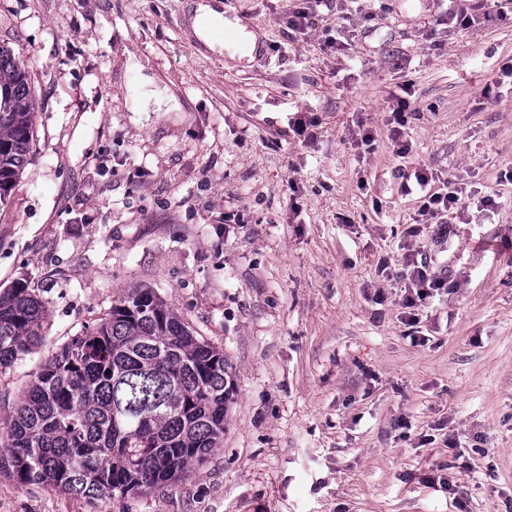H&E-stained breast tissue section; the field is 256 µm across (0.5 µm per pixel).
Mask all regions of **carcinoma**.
I'll return each mask as SVG.
<instances>
[{
  "instance_id": "carcinoma-1",
  "label": "carcinoma",
  "mask_w": 512,
  "mask_h": 512,
  "mask_svg": "<svg viewBox=\"0 0 512 512\" xmlns=\"http://www.w3.org/2000/svg\"><path fill=\"white\" fill-rule=\"evenodd\" d=\"M34 107L26 67L0 45V209L27 162ZM27 283L0 293V372L40 340ZM231 366L151 288L51 354L0 422V460L24 484L105 503L184 475L224 441Z\"/></svg>"
}]
</instances>
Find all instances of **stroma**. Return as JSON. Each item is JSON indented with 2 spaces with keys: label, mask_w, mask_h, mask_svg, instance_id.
Segmentation results:
<instances>
[{
  "label": "stroma",
  "mask_w": 512,
  "mask_h": 512,
  "mask_svg": "<svg viewBox=\"0 0 512 512\" xmlns=\"http://www.w3.org/2000/svg\"><path fill=\"white\" fill-rule=\"evenodd\" d=\"M190 2L0 0L36 103L0 292L23 280L46 306L39 344L0 373V418L48 356L151 288L232 366L224 443L106 503L0 464V512H512V20L343 0L292 38L295 0H227L259 40L214 57ZM419 166L492 205L410 235L400 186ZM411 253L448 286L408 308Z\"/></svg>",
  "instance_id": "obj_1"
}]
</instances>
